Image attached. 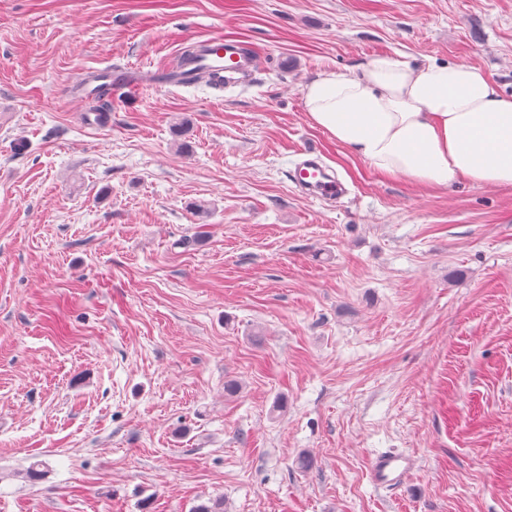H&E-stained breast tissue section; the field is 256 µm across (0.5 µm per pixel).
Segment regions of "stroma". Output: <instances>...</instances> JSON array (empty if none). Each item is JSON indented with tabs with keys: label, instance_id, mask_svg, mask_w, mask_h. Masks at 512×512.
<instances>
[{
	"label": "stroma",
	"instance_id": "1",
	"mask_svg": "<svg viewBox=\"0 0 512 512\" xmlns=\"http://www.w3.org/2000/svg\"><path fill=\"white\" fill-rule=\"evenodd\" d=\"M213 34L251 85H159ZM382 55L512 94V0H0V512H512V187L312 125L304 85ZM107 65L152 81L93 125L66 90ZM300 155L295 175L302 189L319 192L323 200L336 199L346 193L342 181L328 173L329 169L316 150L304 148ZM417 467V459L410 454L383 452L371 458L368 475L378 489H398Z\"/></svg>",
	"mask_w": 512,
	"mask_h": 512
}]
</instances>
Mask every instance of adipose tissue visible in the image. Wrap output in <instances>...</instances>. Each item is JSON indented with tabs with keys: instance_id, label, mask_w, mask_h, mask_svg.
<instances>
[{
	"instance_id": "adipose-tissue-1",
	"label": "adipose tissue",
	"mask_w": 512,
	"mask_h": 512,
	"mask_svg": "<svg viewBox=\"0 0 512 512\" xmlns=\"http://www.w3.org/2000/svg\"><path fill=\"white\" fill-rule=\"evenodd\" d=\"M314 126L379 176L512 187V94L481 68L378 56L303 90Z\"/></svg>"
}]
</instances>
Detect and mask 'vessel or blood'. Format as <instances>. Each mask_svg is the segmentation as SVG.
<instances>
[{"label": "vessel or blood", "instance_id": "1", "mask_svg": "<svg viewBox=\"0 0 512 512\" xmlns=\"http://www.w3.org/2000/svg\"><path fill=\"white\" fill-rule=\"evenodd\" d=\"M258 57L246 44L221 35L198 42L192 59L182 68L170 73L167 83L171 86L207 84L215 92L249 82L256 72ZM122 85L127 76L117 68H96L85 73L78 94L93 96L101 82ZM296 179L302 189L319 192L322 199L343 196L346 188L336 175L330 174L321 155L306 148L300 152ZM417 460L413 455L383 452L371 458L368 475L371 484L379 489L400 488L415 470Z\"/></svg>", "mask_w": 512, "mask_h": 512}]
</instances>
